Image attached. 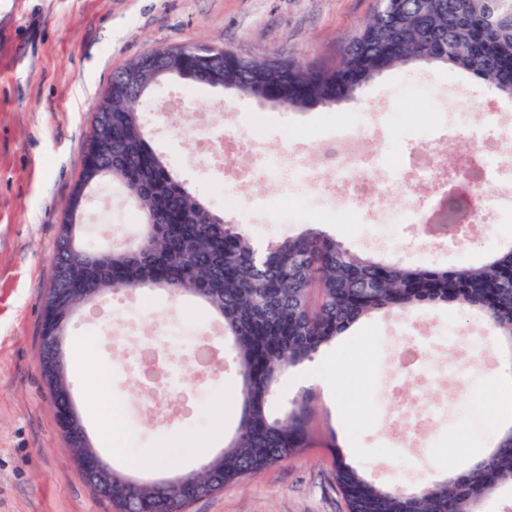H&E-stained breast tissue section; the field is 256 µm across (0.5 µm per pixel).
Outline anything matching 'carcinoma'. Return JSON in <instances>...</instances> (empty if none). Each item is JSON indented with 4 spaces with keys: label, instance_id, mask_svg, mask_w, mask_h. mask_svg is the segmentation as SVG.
<instances>
[{
    "label": "carcinoma",
    "instance_id": "cac0c4a2",
    "mask_svg": "<svg viewBox=\"0 0 512 512\" xmlns=\"http://www.w3.org/2000/svg\"><path fill=\"white\" fill-rule=\"evenodd\" d=\"M169 54L178 73L130 85L115 78L112 111H96L85 164L65 208L58 254L70 276L55 267L52 288L72 298L60 318L66 336L72 318L104 295L159 289L200 300L223 323L236 350L241 379L240 418L216 456L219 472L197 469L209 493L262 472L307 447L314 397H295L281 415L272 392L282 374L314 358L360 319L381 311L403 313L424 305L456 304L483 314L501 349L512 357V248L485 262L448 273L387 265L350 251L317 228L269 244L256 258L250 238L233 230L174 173L145 134L143 103L151 88L176 77L191 85L224 84L247 96L276 99L285 110L332 107L347 100L380 68L449 65L512 97V0H399L378 9L343 48L341 65L315 68L290 59L257 60L238 52L210 71L190 48ZM117 183L140 212L137 240L124 247L91 248L84 240L83 208L75 200ZM336 483L347 512H485L487 502L512 489V426L469 472L413 488L370 479L332 449ZM113 490L140 512H183L190 501L162 480H134L115 469Z\"/></svg>",
    "mask_w": 512,
    "mask_h": 512
}]
</instances>
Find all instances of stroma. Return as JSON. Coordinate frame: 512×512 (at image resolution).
Returning <instances> with one entry per match:
<instances>
[{"instance_id": "35a3bbf8", "label": "stroma", "mask_w": 512, "mask_h": 512, "mask_svg": "<svg viewBox=\"0 0 512 512\" xmlns=\"http://www.w3.org/2000/svg\"><path fill=\"white\" fill-rule=\"evenodd\" d=\"M377 0H0V512H113L72 465L40 368L42 318L54 276L63 212L78 183L101 94L131 62L163 47L217 45L254 58L336 68L342 47ZM491 98L512 115V98L446 65L384 71L333 108L286 111L207 85L170 79L149 95L161 113L146 125L186 186L209 199L227 224L259 245L315 227L384 263L452 270L512 247V212L473 225L457 251L414 224L400 223L423 196L407 185L374 207L346 205L325 172L274 178L251 168L237 178L207 161L197 138L218 131L250 136L266 153L308 162L323 144L359 136L367 157L399 159L434 130L466 127L457 93ZM171 100L175 110H164ZM90 244L126 243L133 204L118 186L86 200ZM211 317L191 297L162 292L107 295L74 316L63 344L71 392L89 438L111 466L144 474L198 468L218 454L216 411L232 434L240 378L230 344H212L205 377L194 364ZM428 335L424 375L399 369L405 337ZM483 316L455 307L379 314L324 355L354 348L359 382L318 394L316 443L261 474L191 503L186 512H347L326 444L379 482L403 486L470 465L469 449L498 439L495 365L501 356ZM118 407L105 417L106 399ZM120 436L121 452L111 447Z\"/></svg>"}]
</instances>
